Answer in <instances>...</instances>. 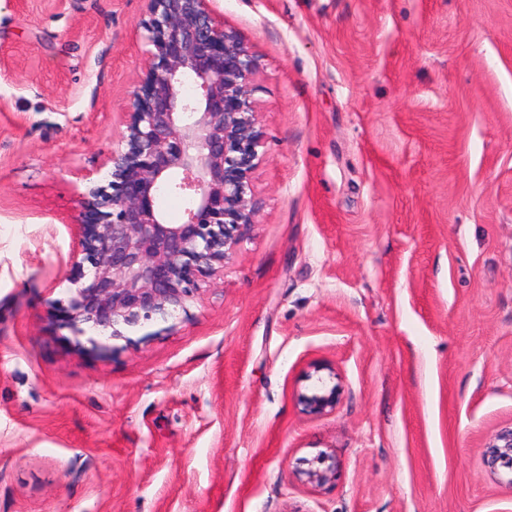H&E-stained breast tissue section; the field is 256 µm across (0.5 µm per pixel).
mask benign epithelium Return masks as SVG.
Instances as JSON below:
<instances>
[{"mask_svg": "<svg viewBox=\"0 0 512 512\" xmlns=\"http://www.w3.org/2000/svg\"><path fill=\"white\" fill-rule=\"evenodd\" d=\"M143 72L126 112L119 147L106 161L109 187L81 193L84 207L73 253L79 279L53 315L74 335L102 340L187 311L202 277L224 271L242 232L256 223L252 172L262 132L250 83L255 59L207 0H146ZM186 200L185 220L169 224L162 192ZM299 396L303 410L336 409L340 385L320 376ZM490 471L512 472V427L486 444ZM303 472L320 487L336 460Z\"/></svg>", "mask_w": 512, "mask_h": 512, "instance_id": "benign-epithelium-1", "label": "benign epithelium"}]
</instances>
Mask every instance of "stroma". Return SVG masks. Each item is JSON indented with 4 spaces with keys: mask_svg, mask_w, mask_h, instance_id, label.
<instances>
[{
    "mask_svg": "<svg viewBox=\"0 0 512 512\" xmlns=\"http://www.w3.org/2000/svg\"><path fill=\"white\" fill-rule=\"evenodd\" d=\"M256 222L174 329L59 325L145 0H0V512H512V0H210ZM322 365L335 411L302 412ZM336 459L320 488L301 470ZM485 448V466L494 473L501 468L506 469L512 476V427L499 430Z\"/></svg>",
    "mask_w": 512,
    "mask_h": 512,
    "instance_id": "stroma-1",
    "label": "stroma"
}]
</instances>
